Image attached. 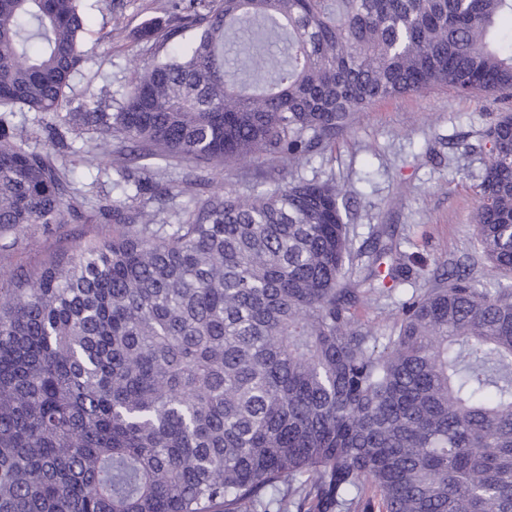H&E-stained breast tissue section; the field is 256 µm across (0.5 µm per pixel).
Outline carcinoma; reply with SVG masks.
<instances>
[{
    "instance_id": "cac0c4a2",
    "label": "carcinoma",
    "mask_w": 512,
    "mask_h": 512,
    "mask_svg": "<svg viewBox=\"0 0 512 512\" xmlns=\"http://www.w3.org/2000/svg\"><path fill=\"white\" fill-rule=\"evenodd\" d=\"M512 0H186L176 44L120 109L60 115L83 60L81 0H0V234L60 224L71 166L14 108L176 161L173 224L130 195L112 237L0 285V512H512V289L467 273L357 319L400 258L358 278L333 180L249 194L195 171L298 167L376 102L512 94ZM473 218L512 276V112L484 132ZM131 155L112 150L123 180Z\"/></svg>"
}]
</instances>
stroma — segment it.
Returning <instances> with one entry per match:
<instances>
[{"label": "stroma", "mask_w": 512, "mask_h": 512, "mask_svg": "<svg viewBox=\"0 0 512 512\" xmlns=\"http://www.w3.org/2000/svg\"><path fill=\"white\" fill-rule=\"evenodd\" d=\"M87 20L84 60L67 91V111L95 102L99 111L122 105L137 69L164 49L141 39L145 27L167 18L172 0H82ZM511 109L512 98L477 95L464 98L447 88L399 96L370 105L332 150L313 157L299 170L308 179H334L351 209L354 245L384 230V242L416 259L399 280L393 297L380 296L358 311L360 321L387 335L394 300L431 287L442 274L466 271L493 288L503 275L484 260L473 216L476 186L488 159L482 133L495 113ZM16 122L35 130L31 149L60 152L77 149V198L83 218L61 224H32L0 236V279L31 273L71 255L77 247L112 234L111 224L89 221L99 200L121 197L110 157L98 153L99 131L61 122L34 112H20ZM268 164L247 160L209 170L201 193L231 188L246 192L264 181Z\"/></svg>", "instance_id": "stroma-1"}]
</instances>
